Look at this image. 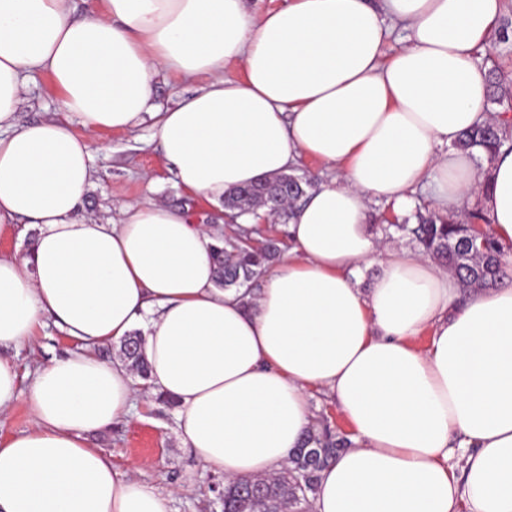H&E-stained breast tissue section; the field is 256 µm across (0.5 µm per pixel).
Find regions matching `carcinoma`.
Wrapping results in <instances>:
<instances>
[{
	"instance_id": "cac0c4a2",
	"label": "carcinoma",
	"mask_w": 512,
	"mask_h": 512,
	"mask_svg": "<svg viewBox=\"0 0 512 512\" xmlns=\"http://www.w3.org/2000/svg\"><path fill=\"white\" fill-rule=\"evenodd\" d=\"M456 146L473 158H491L506 147L512 151V132L492 121L478 124L464 132ZM283 175L256 184L239 187L224 195V209L242 217L263 208L271 215L288 218L289 209L313 185L300 175H288V189H283ZM416 223L385 226L409 237L426 256L446 264L459 278L462 288H481L492 284L503 273L504 248L482 225L486 214L467 203L459 214L437 212L414 214ZM283 241L266 238L257 243L252 237L233 236L216 246L212 260L216 285L220 288H252L269 265L282 252ZM120 356L132 371L146 380L150 369L141 351V337L133 334L123 339ZM343 447L341 440L324 420L302 445L293 450L289 462L279 472L267 477L228 479L224 481L222 512H306L312 507L319 475Z\"/></svg>"
}]
</instances>
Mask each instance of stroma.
Returning <instances> with one entry per match:
<instances>
[{"mask_svg": "<svg viewBox=\"0 0 512 512\" xmlns=\"http://www.w3.org/2000/svg\"><path fill=\"white\" fill-rule=\"evenodd\" d=\"M95 141L101 149L95 154L96 185L89 195L94 214H106L114 204L152 198L218 223L217 208L190 200L177 186L147 129L103 132ZM70 348V341L49 323L32 345L11 350L10 355L25 371ZM91 444L110 453L115 465H137V479L170 494L169 512H222V480L185 448L174 411L153 401L139 404L135 414L93 436Z\"/></svg>", "mask_w": 512, "mask_h": 512, "instance_id": "1", "label": "stroma"}]
</instances>
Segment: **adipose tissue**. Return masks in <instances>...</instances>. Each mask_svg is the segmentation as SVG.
<instances>
[{"label": "adipose tissue", "instance_id": "1", "mask_svg": "<svg viewBox=\"0 0 512 512\" xmlns=\"http://www.w3.org/2000/svg\"><path fill=\"white\" fill-rule=\"evenodd\" d=\"M504 0H0V222L31 231L0 256V512H168L91 435L143 394L97 347L144 336L151 393L178 402L186 448L212 474L268 476L315 423L324 390L350 423L321 472L313 512H512V273L462 296L443 264L382 246L371 200L407 206L429 188L443 214L481 205L512 245V151L481 175L456 149L486 120ZM406 44L386 55L387 21ZM242 74L229 78L227 65ZM55 115L24 123L34 75ZM199 81L166 107L161 78ZM150 125L191 197L310 159L326 173L291 211L288 249L254 295L215 285L224 235L148 201L86 213L93 137ZM377 272L369 288L357 274ZM74 344L22 377L8 348L46 319ZM426 336L418 347L415 340ZM29 421L27 408L23 401H17L11 410L0 416V432L2 435L24 429Z\"/></svg>", "mask_w": 512, "mask_h": 512}]
</instances>
